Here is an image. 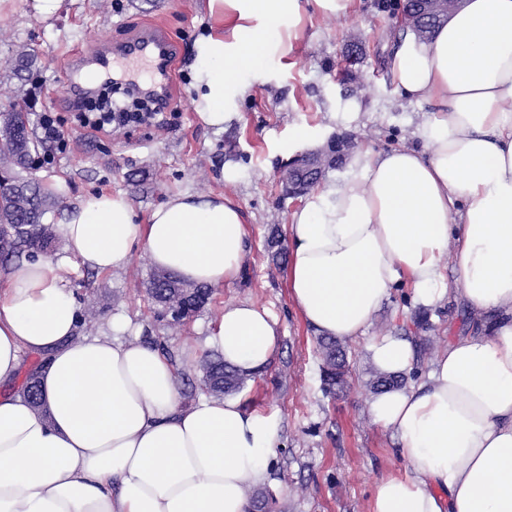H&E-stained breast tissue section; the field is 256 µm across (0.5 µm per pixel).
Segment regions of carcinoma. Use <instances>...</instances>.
Here are the masks:
<instances>
[{
	"label": "carcinoma",
	"instance_id": "1",
	"mask_svg": "<svg viewBox=\"0 0 512 512\" xmlns=\"http://www.w3.org/2000/svg\"><path fill=\"white\" fill-rule=\"evenodd\" d=\"M446 15H431L425 28L411 26L421 40L431 37ZM31 126L29 113L19 101L11 103L10 110L0 113V171L8 176L7 184L0 188V265L17 263L24 258H34L52 252L58 235L55 221L60 217L56 198L46 191L35 176V158L43 149V142L30 131L25 136L16 135L20 128ZM267 255L274 265L286 262L287 249L276 229H271L267 241ZM148 294L156 307L158 317L171 326L187 323L212 299L214 289L205 285H190L165 271H155L147 286ZM318 347L322 358V382L331 392L341 387L348 373V356L345 347L336 339L321 337ZM204 391L214 397H224L240 391L247 376L224 363L220 355L207 356L201 365ZM37 372L27 378L20 394L38 411L44 403L38 385ZM405 377L377 373L370 382L374 392L403 386Z\"/></svg>",
	"mask_w": 512,
	"mask_h": 512
}]
</instances>
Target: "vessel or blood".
Masks as SVG:
<instances>
[{"mask_svg": "<svg viewBox=\"0 0 512 512\" xmlns=\"http://www.w3.org/2000/svg\"><path fill=\"white\" fill-rule=\"evenodd\" d=\"M174 54L162 25L156 23L132 35L119 49H111L102 43L85 57L70 59L66 64V71L78 74L79 79L69 82L68 87L72 90L79 88L88 91L108 80L115 63L146 61L151 68L145 87L165 102L169 99L170 70Z\"/></svg>", "mask_w": 512, "mask_h": 512, "instance_id": "vessel-or-blood-1", "label": "vessel or blood"}]
</instances>
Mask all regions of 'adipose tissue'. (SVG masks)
<instances>
[{"mask_svg": "<svg viewBox=\"0 0 512 512\" xmlns=\"http://www.w3.org/2000/svg\"><path fill=\"white\" fill-rule=\"evenodd\" d=\"M194 109L224 124L227 101L304 29L300 0H204ZM402 95L437 104L421 148L357 150L339 187L315 186L287 226L291 299L318 334L364 336L393 288L434 306L457 295L489 317L449 342L424 382L374 394L412 470L380 480L371 512H512V0H462L432 38L405 33L392 58ZM68 252L0 277V512H248L278 439L274 416L240 400L182 404L157 348L79 335L67 282L74 263L125 269L136 248L182 281L219 288L239 275L249 233L237 200L170 193L139 217L123 193L94 192L57 227ZM280 342L270 312L226 305L205 345L245 375ZM384 373L409 371L412 341L369 346ZM42 358L47 414L13 390L25 357Z\"/></svg>", "mask_w": 512, "mask_h": 512, "instance_id": "ef3b65f1", "label": "adipose tissue"}]
</instances>
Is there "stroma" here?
<instances>
[{
	"instance_id": "35a3bbf8",
	"label": "stroma",
	"mask_w": 512,
	"mask_h": 512,
	"mask_svg": "<svg viewBox=\"0 0 512 512\" xmlns=\"http://www.w3.org/2000/svg\"><path fill=\"white\" fill-rule=\"evenodd\" d=\"M311 15L304 38L287 61L270 58L249 77L248 93L230 108L223 129L203 122L192 105L190 69L195 39L208 25L203 0H63L44 19L17 8L0 14V113L27 99L33 113L63 117L64 145H49V159L36 175L43 183L63 180L62 207L98 190L121 191L147 215L177 190L226 193L238 201L250 231V247L232 284L215 289L213 302L180 328L157 320L146 286L153 266L144 251L114 274L75 267L68 286L82 310L86 334L107 331L116 315L127 316L125 336L176 355L202 347L225 305L251 300L278 321L281 336L272 363L248 380L238 397L250 411L275 416L278 442L262 486L274 502L270 512H370L379 480L407 472L398 438L374 422L369 382L375 370L368 340L409 334L415 361L407 387L418 386L449 339L473 329L465 308L449 301L435 308L415 304L408 289L393 290L373 318L366 337L347 343V386L321 387L317 333L290 298L286 268L269 263L264 242L271 226H286L298 199L283 197L278 171L288 160L282 146L300 124L322 136L354 133L361 147L376 151L414 146L413 132L435 111L432 102L403 97L390 71L401 31L383 0H360L356 10L336 16L303 0ZM160 22L176 48L172 103L163 122L132 124L109 133L83 130L59 104L65 61L103 38L124 41L141 27ZM34 50L32 70L15 72V58ZM234 173L225 180L224 170Z\"/></svg>"
}]
</instances>
